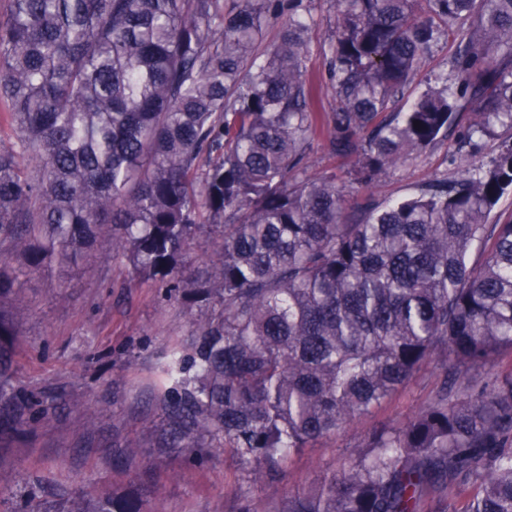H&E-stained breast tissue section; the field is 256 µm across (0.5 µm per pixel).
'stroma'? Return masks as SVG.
Returning <instances> with one entry per match:
<instances>
[{
    "mask_svg": "<svg viewBox=\"0 0 512 512\" xmlns=\"http://www.w3.org/2000/svg\"><path fill=\"white\" fill-rule=\"evenodd\" d=\"M313 18L308 74L326 78L325 51L337 33L332 0H305ZM458 40L441 39L422 61L410 89L391 109L406 111L415 96L448 71ZM478 142L473 152L455 137L413 161L388 171L371 189L376 199L397 200L419 184L455 175L468 155L492 153ZM20 328L13 343V385L17 402L29 405L24 432L0 447V491L42 500L84 489H134L153 484L158 512H227L240 490H248L259 512H275L285 498L319 483L348 464L356 445L383 427L397 428L428 406L442 380L437 364L425 365L387 401L354 420L345 433L292 455L282 478L250 487L239 471L215 453L195 464L187 448H161L159 419L148 401L159 385V367L199 318L200 309L166 296L151 282L134 279L127 261L100 241L87 265L53 268L21 277ZM96 425L88 427V412ZM140 447L136 459L120 451Z\"/></svg>",
    "mask_w": 512,
    "mask_h": 512,
    "instance_id": "1",
    "label": "stroma"
}]
</instances>
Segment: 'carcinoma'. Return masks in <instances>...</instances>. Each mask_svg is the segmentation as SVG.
<instances>
[{"mask_svg":"<svg viewBox=\"0 0 512 512\" xmlns=\"http://www.w3.org/2000/svg\"><path fill=\"white\" fill-rule=\"evenodd\" d=\"M336 3L321 112L303 0H8L0 101L18 143L0 147V249L21 263L0 264V336L17 334L20 276L109 236L135 278L204 309L162 369L160 447L219 448L257 484L435 361L433 403L276 512H512V373L472 375L512 352V218L490 222L512 192V0ZM450 32L451 75L389 111ZM466 105L464 138L495 149L452 179L379 203L308 176L320 135L368 188ZM200 233L211 255L189 272ZM24 423L0 342V429ZM26 512L155 507L79 491Z\"/></svg>","mask_w":512,"mask_h":512,"instance_id":"obj_1","label":"carcinoma"}]
</instances>
